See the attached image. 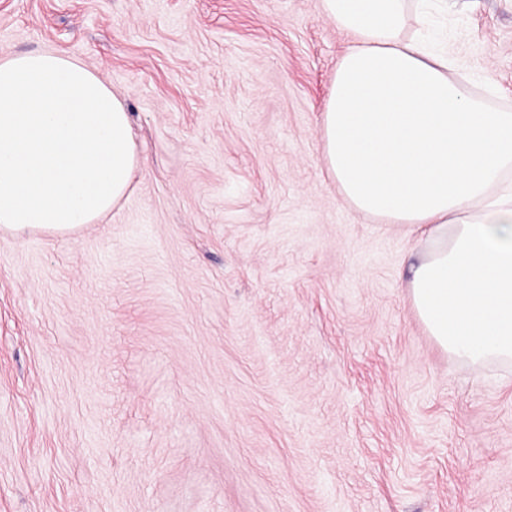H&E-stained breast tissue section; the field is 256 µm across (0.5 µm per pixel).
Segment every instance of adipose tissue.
Listing matches in <instances>:
<instances>
[{"label": "adipose tissue", "instance_id": "ef3b65f1", "mask_svg": "<svg viewBox=\"0 0 512 512\" xmlns=\"http://www.w3.org/2000/svg\"><path fill=\"white\" fill-rule=\"evenodd\" d=\"M348 35L320 122L329 177L355 209L426 227L413 269L427 332L472 364L512 365V110L404 39L407 0H320ZM140 166L122 101L57 52L0 56V232L99 221Z\"/></svg>", "mask_w": 512, "mask_h": 512}]
</instances>
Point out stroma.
Segmentation results:
<instances>
[{"instance_id":"35a3bbf8","label":"stroma","mask_w":512,"mask_h":512,"mask_svg":"<svg viewBox=\"0 0 512 512\" xmlns=\"http://www.w3.org/2000/svg\"><path fill=\"white\" fill-rule=\"evenodd\" d=\"M512 108V0H436ZM320 0H0V48L100 75L143 158L68 236L0 234V512H512V369L442 351L417 234L357 211L318 121Z\"/></svg>"}]
</instances>
